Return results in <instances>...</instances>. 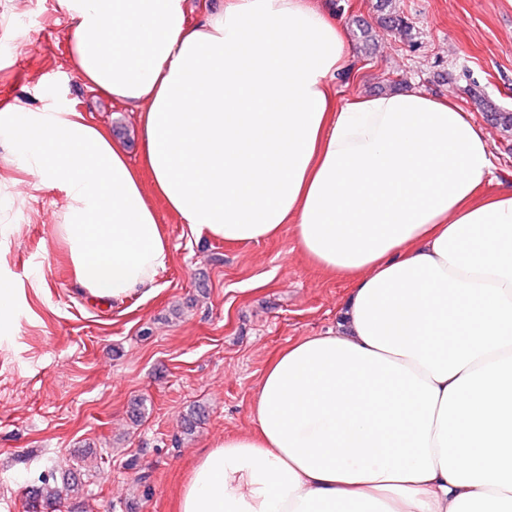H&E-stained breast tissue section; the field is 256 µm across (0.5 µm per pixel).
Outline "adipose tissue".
Segmentation results:
<instances>
[{
  "mask_svg": "<svg viewBox=\"0 0 512 512\" xmlns=\"http://www.w3.org/2000/svg\"><path fill=\"white\" fill-rule=\"evenodd\" d=\"M71 71L138 110L141 166L72 104L0 111L66 199L58 240L91 298L151 294L170 258L141 179L190 230L298 249L350 292L276 353L255 429L204 450L177 512H512V183L448 100L337 105L352 47L312 0H59Z\"/></svg>",
  "mask_w": 512,
  "mask_h": 512,
  "instance_id": "ef3b65f1",
  "label": "adipose tissue"
}]
</instances>
